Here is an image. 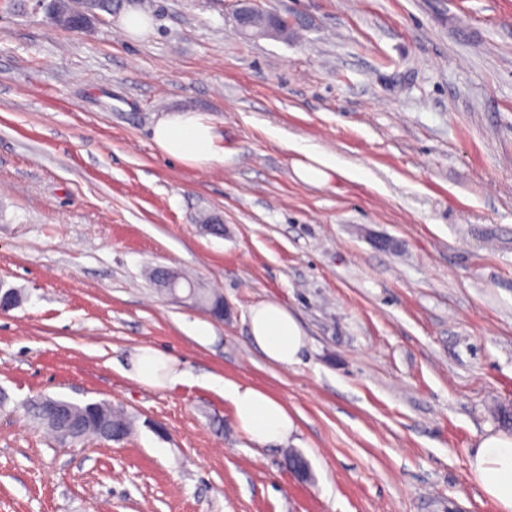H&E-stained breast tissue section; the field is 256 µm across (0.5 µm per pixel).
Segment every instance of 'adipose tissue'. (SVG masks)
Masks as SVG:
<instances>
[{"mask_svg": "<svg viewBox=\"0 0 512 512\" xmlns=\"http://www.w3.org/2000/svg\"><path fill=\"white\" fill-rule=\"evenodd\" d=\"M153 141L163 155L199 169L224 160L209 117L193 110L167 112L153 129ZM292 167L299 180L314 186L329 183L336 171L330 155L307 148L301 149ZM249 333L267 361L286 367L299 363L307 344L305 331L294 314L273 300L251 308ZM130 375L150 387L172 386L185 377L171 357L150 347L141 348L132 357ZM211 384L230 401L235 427L248 442L258 446L282 444L295 433L296 422L278 398L255 386L228 383L219 377L212 378ZM470 473L485 494L497 502L500 512H512V435L483 437L470 462Z\"/></svg>", "mask_w": 512, "mask_h": 512, "instance_id": "1", "label": "adipose tissue"}]
</instances>
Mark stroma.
<instances>
[{
  "label": "stroma",
  "instance_id": "obj_1",
  "mask_svg": "<svg viewBox=\"0 0 512 512\" xmlns=\"http://www.w3.org/2000/svg\"><path fill=\"white\" fill-rule=\"evenodd\" d=\"M152 2L134 39L120 11L71 32L0 6V285L23 293L0 313V512H499L470 461L512 408V0H257L285 40L243 38L235 0ZM177 109L210 117L223 163L156 148ZM297 144L335 158L330 183L295 176ZM267 300L301 364L251 343ZM140 347L188 379L126 376ZM212 376L282 400L288 446L246 442ZM40 396L134 425L63 444L23 409ZM249 333L251 342L267 361L286 367L300 362L307 344L305 331L294 314L273 300L250 309Z\"/></svg>",
  "mask_w": 512,
  "mask_h": 512
}]
</instances>
